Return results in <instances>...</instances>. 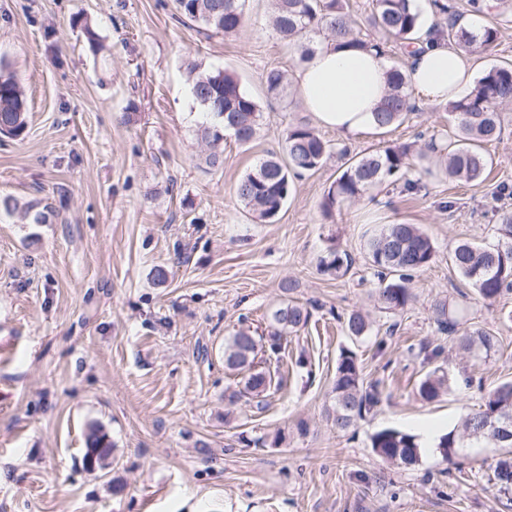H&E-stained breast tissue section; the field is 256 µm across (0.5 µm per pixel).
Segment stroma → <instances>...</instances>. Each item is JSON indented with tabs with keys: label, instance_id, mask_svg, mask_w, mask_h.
I'll list each match as a JSON object with an SVG mask.
<instances>
[{
	"label": "stroma",
	"instance_id": "1",
	"mask_svg": "<svg viewBox=\"0 0 512 512\" xmlns=\"http://www.w3.org/2000/svg\"><path fill=\"white\" fill-rule=\"evenodd\" d=\"M245 12L227 37L183 25L175 0H0V71L28 104L24 134L0 135V197L50 210L43 223L0 210V512H512V492L492 480L493 448L463 449L447 483L437 451L405 469L369 446L384 428L450 431L512 381V293L481 300L449 260L458 243L501 240L492 192L512 184V108L482 147L493 161L483 182L438 174L415 194L386 184L327 217L320 203L340 171L331 156L296 180L275 222H253L236 185L288 126H317L357 153L420 133L444 140L456 121L423 104L383 135L318 127L296 85L266 93L267 69L290 75L300 61L272 36L269 0H246ZM481 22L501 37L473 56L479 73L512 61V0H495ZM193 63L233 74L263 108L259 137H226L219 168L197 139L207 115L191 94ZM372 218L419 225L436 247L396 316L370 297ZM334 246L354 258L339 279L319 270ZM442 298L458 303L461 331H494L498 351L480 360L439 334ZM289 299L308 307V324L281 337L279 354L260 351L282 388L261 409L229 402L225 342L241 328L267 334L269 312ZM354 311L373 324L357 340L342 321ZM423 346L441 353L425 360ZM345 349L366 380H381L383 402L339 432L325 409ZM436 369L448 390L423 401L418 385ZM94 430L111 452L91 468Z\"/></svg>",
	"mask_w": 512,
	"mask_h": 512
}]
</instances>
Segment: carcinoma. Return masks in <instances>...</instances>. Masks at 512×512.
Masks as SVG:
<instances>
[{
    "label": "carcinoma",
    "instance_id": "1",
    "mask_svg": "<svg viewBox=\"0 0 512 512\" xmlns=\"http://www.w3.org/2000/svg\"><path fill=\"white\" fill-rule=\"evenodd\" d=\"M272 35L305 58L317 36L334 37L346 45L385 51L389 41L413 44L421 41V9L419 0H375L369 25L386 41L364 36L346 6V0H270ZM176 9L186 20L226 36L236 34L245 24V0H175ZM436 20L430 33L448 40L462 52L473 55L491 49L500 38V30L485 25L474 33L459 26L460 15L453 0H431ZM267 94L278 96L286 84L285 73L271 68L265 74ZM191 92L205 112L221 120L224 130L240 145L254 141L260 130L262 108L259 102L241 88L237 79L224 70H208L193 79ZM512 102V65H494L485 70L471 91L446 106L455 116L459 134L441 148L446 158L448 177L467 183L482 182L488 159L478 144L499 138L502 106ZM416 111L408 93V82L399 66L390 69L388 92L376 118L379 127L387 130L401 125ZM27 101L18 81L10 74L0 73V132L19 137L26 129ZM283 152L270 151L256 167L247 172L236 185V195L254 221H273L285 205L294 179L322 166L332 147L307 124L291 125L283 134ZM200 138L208 147L206 163L219 168L224 164V136L215 126H203ZM344 160L343 169L324 193L321 210L330 216L345 204L360 201L370 191L390 182L402 181V191L414 194L421 190V178L410 177L414 167L408 144L377 146L362 154L350 155L346 148L338 150ZM499 231L504 242L494 248H482L470 242L458 244L450 255L454 268L477 288L485 301L512 292V208L502 206ZM365 249L370 268L378 279L375 299L380 309L398 314L413 298V277L429 267L436 250L431 238L417 224H381L367 238ZM353 259L346 250L331 248L320 260L321 271L336 277L344 276ZM437 330L448 336L458 333V319L447 299L434 303ZM310 312L303 305L288 300L276 307L268 317L271 328L270 348L277 351L281 336L296 332L309 322ZM345 329L347 334L362 337L369 333L365 317L353 312ZM261 338L242 328L232 336L224 350V366L244 372L239 381V394L262 408L270 392L282 385V379L262 367L258 360ZM462 349L475 356H490L499 347L495 332L477 328L461 336ZM447 389V379L433 371L420 381L419 396L433 401ZM333 404L328 409L336 429L347 431L357 421L373 412L383 401L380 382L365 380L351 350L341 352L331 387ZM512 421V382H505L488 391L483 404L468 414L460 426L440 438L437 445L442 459L455 464L464 440L483 441L494 448L506 449L494 469L495 484L512 488V427L503 432L505 421ZM373 453L384 462L403 468L419 464L420 447L416 436L383 429L371 436Z\"/></svg>",
    "mask_w": 512,
    "mask_h": 512
}]
</instances>
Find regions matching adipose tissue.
Instances as JSON below:
<instances>
[{"instance_id":"obj_1","label":"adipose tissue","mask_w":512,"mask_h":512,"mask_svg":"<svg viewBox=\"0 0 512 512\" xmlns=\"http://www.w3.org/2000/svg\"><path fill=\"white\" fill-rule=\"evenodd\" d=\"M390 62L373 50L322 40L297 66L295 82L305 111L346 138L372 129L387 90ZM408 79L417 99L440 105L461 99L473 79L468 58L447 41L423 36L408 52Z\"/></svg>"}]
</instances>
